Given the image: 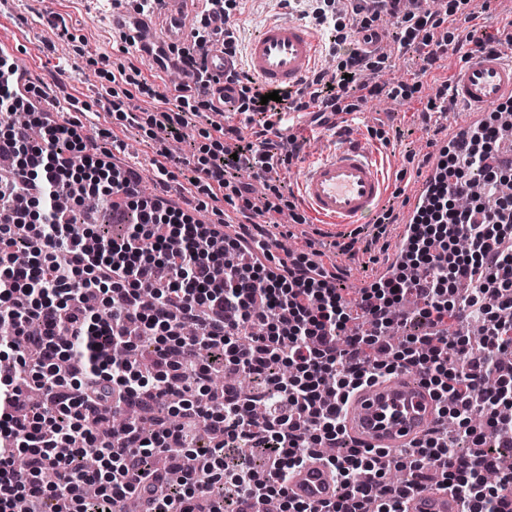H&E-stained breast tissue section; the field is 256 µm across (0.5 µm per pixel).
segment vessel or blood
Wrapping results in <instances>:
<instances>
[{"label": "vessel or blood", "instance_id": "vessel-or-blood-1", "mask_svg": "<svg viewBox=\"0 0 512 512\" xmlns=\"http://www.w3.org/2000/svg\"><path fill=\"white\" fill-rule=\"evenodd\" d=\"M194 0H158L152 13L119 14L112 26L149 63L164 59L178 67L174 52L187 34L186 17ZM213 80L209 96L224 110V70L230 65L222 43L204 47ZM247 69L267 90L303 86L320 61L318 36L304 23L288 19L268 23L250 42ZM449 96L480 115L512 100V60L496 50H474L452 73ZM389 159L360 131L338 144L319 140L303 163L296 193L313 221L338 229L363 223L390 190ZM441 404L420 382L392 376L355 392L346 403L343 425L356 442L386 450L409 446L436 425ZM337 475L323 460L308 459L289 483L290 495L321 507L336 493ZM403 512H462L449 490L426 484L401 500Z\"/></svg>", "mask_w": 512, "mask_h": 512}]
</instances>
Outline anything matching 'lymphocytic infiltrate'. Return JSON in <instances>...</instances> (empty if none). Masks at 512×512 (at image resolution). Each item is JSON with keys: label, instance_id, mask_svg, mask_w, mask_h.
I'll return each instance as SVG.
<instances>
[{"label": "lymphocytic infiltrate", "instance_id": "1", "mask_svg": "<svg viewBox=\"0 0 512 512\" xmlns=\"http://www.w3.org/2000/svg\"><path fill=\"white\" fill-rule=\"evenodd\" d=\"M306 2L325 47L344 54L335 73H314L310 98L295 90L265 102L244 71L225 70V110L262 120L248 134L211 120L219 148L190 170L196 191L239 201L245 222L232 236L200 223L193 208L143 197L135 172L114 163L110 149L88 152L79 122L54 121L25 101L13 64L0 58V155L15 161L11 179L0 181V321L13 328L0 335V512H15L21 499L30 512L52 502L57 512H126L132 499L146 512H261L269 499L286 501L288 512H367L371 504L401 512L399 495L422 485L424 469L464 512H512V472L498 469L512 446V370L501 359L512 349V197L499 195L504 177L494 164L512 103L465 132L464 150L440 149L391 276L348 299L325 252H271L281 208L252 200L253 179L274 168L267 134L280 113L308 110L323 125L350 90L362 103L379 94L360 79L371 64L360 44L371 41L374 21L406 24L401 47H426L430 68L441 59L434 32L444 19L427 4L356 0L361 21L347 32L321 0ZM207 41L195 35L180 53L176 108L149 117L167 137H180L186 107L208 95ZM15 112L27 113V122H13ZM34 127L40 139L31 138ZM91 197L129 212L123 236L75 222L76 206ZM408 298L425 331L395 344L390 336L407 326L400 306ZM458 316L480 323L482 334H449ZM142 336L154 341L149 377L133 357ZM402 370L440 400L467 452L438 430L389 454L346 434L340 414L350 394ZM219 372L247 376L254 388H228L201 403ZM33 389L45 400L31 410ZM107 413L123 425L105 435L87 426ZM200 418L223 439L206 449L204 468L181 465L170 481L155 458L173 443L191 449ZM254 440L265 446L259 466L248 449ZM328 445L338 486L315 509L289 497L288 477ZM89 448L100 463L91 472L83 468ZM20 455L28 460L22 470L14 466ZM394 468L402 480L389 479ZM90 482L98 487L93 498L84 493Z\"/></svg>", "mask_w": 512, "mask_h": 512}]
</instances>
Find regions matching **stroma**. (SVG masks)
Returning a JSON list of instances; mask_svg holds the SVG:
<instances>
[{
    "label": "stroma",
    "mask_w": 512,
    "mask_h": 512,
    "mask_svg": "<svg viewBox=\"0 0 512 512\" xmlns=\"http://www.w3.org/2000/svg\"><path fill=\"white\" fill-rule=\"evenodd\" d=\"M437 9L448 14L437 32L448 42L437 68L423 70L422 52L401 48L395 38L396 26L383 18L375 28L382 36L376 52L384 61L377 70L361 75L362 80L379 85L381 92L360 106L357 121L367 140L394 160L390 182L402 193L389 197L387 204L402 218L410 213L405 193L423 174L419 166L422 156L453 138L469 120L459 107L435 110L427 122L418 114L433 87L445 81L472 49L471 44H458V33L471 27L485 29L512 56V0H439ZM289 17L304 20L301 6L287 0H243L235 16L238 49H245L266 23ZM108 18L104 0H6L0 6V38L16 43L17 64L31 84L46 89L49 108L57 112L59 120H81L82 133L93 144L108 148L118 141L129 148L143 172L142 191L148 195L158 187L154 171L156 151L162 145L152 133L148 116L158 105L157 94L171 95L180 75L148 65L113 31ZM121 64L139 68L152 89L148 95L134 93L131 103L139 116L135 123L120 120L111 106L112 69ZM207 127L205 117H190L180 138L164 144L182 160L171 169L168 186L173 201L182 199L186 160L203 156L211 144L205 135ZM278 222L282 250L299 252L307 242H315L343 273L341 285L350 294L356 293L358 283L372 280L398 234L394 226L381 236L375 224H357L344 235L351 244L350 250L344 251L323 226L298 223L291 209H284Z\"/></svg>",
    "instance_id": "1"
}]
</instances>
